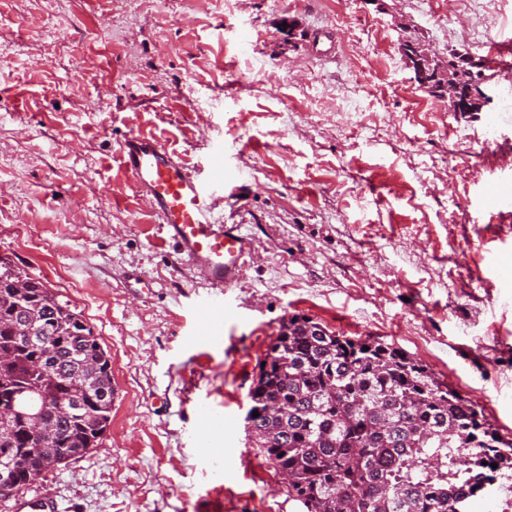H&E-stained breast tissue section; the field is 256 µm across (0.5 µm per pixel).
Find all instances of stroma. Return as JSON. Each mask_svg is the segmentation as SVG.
I'll list each match as a JSON object with an SVG mask.
<instances>
[{
    "label": "stroma",
    "instance_id": "35a3bbf8",
    "mask_svg": "<svg viewBox=\"0 0 512 512\" xmlns=\"http://www.w3.org/2000/svg\"><path fill=\"white\" fill-rule=\"evenodd\" d=\"M397 17L443 56L512 40V0H0V257L81 312L120 392L99 447L28 496L301 512L244 421L257 360L295 315L395 344L512 435V279L496 266L512 208L483 201L512 197V54L464 120L413 82ZM135 133L198 171L224 144L214 213L253 252L220 297L219 341L120 167Z\"/></svg>",
    "mask_w": 512,
    "mask_h": 512
}]
</instances>
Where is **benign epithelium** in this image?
Returning <instances> with one entry per match:
<instances>
[{"label": "benign epithelium", "mask_w": 512, "mask_h": 512, "mask_svg": "<svg viewBox=\"0 0 512 512\" xmlns=\"http://www.w3.org/2000/svg\"><path fill=\"white\" fill-rule=\"evenodd\" d=\"M400 51L413 80L432 97L440 100L458 118H471L491 103L487 86L492 76L478 56L466 50H448L451 62H443L424 42L415 45L404 37Z\"/></svg>", "instance_id": "7a95c632"}]
</instances>
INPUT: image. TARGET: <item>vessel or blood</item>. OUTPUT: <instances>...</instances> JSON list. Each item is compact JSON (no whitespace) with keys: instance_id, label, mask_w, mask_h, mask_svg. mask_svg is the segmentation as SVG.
<instances>
[{"instance_id":"1","label":"vessel or blood","mask_w":512,"mask_h":512,"mask_svg":"<svg viewBox=\"0 0 512 512\" xmlns=\"http://www.w3.org/2000/svg\"><path fill=\"white\" fill-rule=\"evenodd\" d=\"M207 172L192 171L155 137L134 134L120 145L124 171L149 205L167 236L179 247L204 287L224 290L240 280L251 240L234 224L214 216V203L224 194V146H212ZM15 512H58L49 496H18Z\"/></svg>"}]
</instances>
